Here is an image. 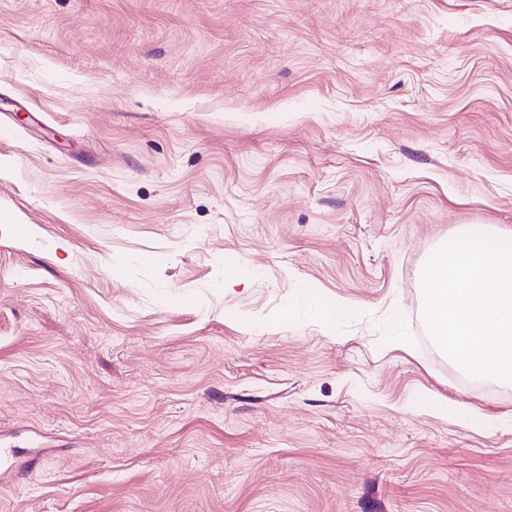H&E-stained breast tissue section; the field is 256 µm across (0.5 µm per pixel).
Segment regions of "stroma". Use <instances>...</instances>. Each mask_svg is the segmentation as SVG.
I'll use <instances>...</instances> for the list:
<instances>
[{
  "instance_id": "1",
  "label": "stroma",
  "mask_w": 512,
  "mask_h": 512,
  "mask_svg": "<svg viewBox=\"0 0 512 512\" xmlns=\"http://www.w3.org/2000/svg\"><path fill=\"white\" fill-rule=\"evenodd\" d=\"M482 224L512 0H0V512H512L422 318Z\"/></svg>"
}]
</instances>
